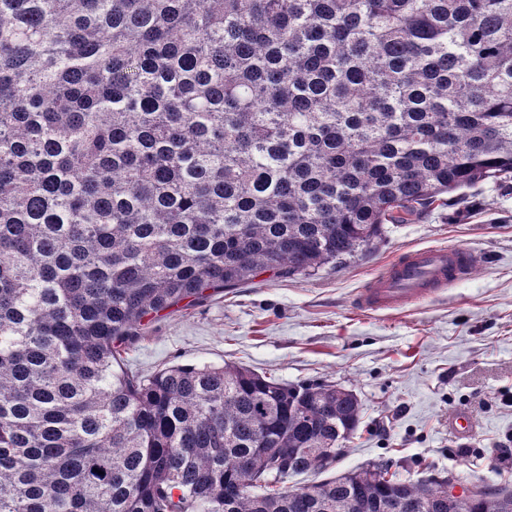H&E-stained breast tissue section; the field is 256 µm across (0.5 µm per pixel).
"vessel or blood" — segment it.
Instances as JSON below:
<instances>
[{
  "label": "vessel or blood",
  "instance_id": "obj_1",
  "mask_svg": "<svg viewBox=\"0 0 512 512\" xmlns=\"http://www.w3.org/2000/svg\"><path fill=\"white\" fill-rule=\"evenodd\" d=\"M479 262L477 254L460 247L404 252L366 283L356 305L365 311H379L431 297L438 288L467 278Z\"/></svg>",
  "mask_w": 512,
  "mask_h": 512
}]
</instances>
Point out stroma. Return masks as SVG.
<instances>
[{
	"instance_id": "1",
	"label": "stroma",
	"mask_w": 512,
	"mask_h": 512,
	"mask_svg": "<svg viewBox=\"0 0 512 512\" xmlns=\"http://www.w3.org/2000/svg\"><path fill=\"white\" fill-rule=\"evenodd\" d=\"M462 194L412 223L385 225L342 263L288 279L263 274L147 324L124 368L150 376L230 363L291 385L335 384L363 410L330 475L389 459L403 480L451 473L512 486V468L497 461L512 439V182ZM445 246L480 256L469 278L396 310L356 307L358 291L400 253ZM459 410L474 422L471 435L448 429Z\"/></svg>"
}]
</instances>
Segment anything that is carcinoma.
<instances>
[{"mask_svg": "<svg viewBox=\"0 0 512 512\" xmlns=\"http://www.w3.org/2000/svg\"><path fill=\"white\" fill-rule=\"evenodd\" d=\"M512 180V0H0V512H395L361 402L121 367L145 320ZM483 486L467 512H512Z\"/></svg>", "mask_w": 512, "mask_h": 512, "instance_id": "1", "label": "carcinoma"}]
</instances>
